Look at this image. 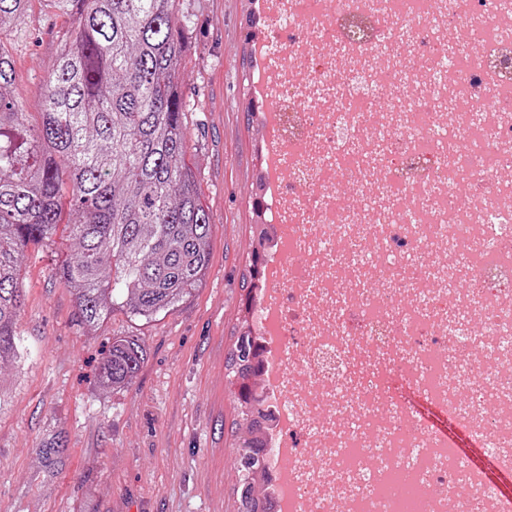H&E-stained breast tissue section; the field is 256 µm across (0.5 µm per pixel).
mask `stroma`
<instances>
[{"mask_svg":"<svg viewBox=\"0 0 512 512\" xmlns=\"http://www.w3.org/2000/svg\"><path fill=\"white\" fill-rule=\"evenodd\" d=\"M179 84L190 109L187 160L210 214V265L201 285L145 322L113 312L83 326L49 252L21 257L22 371L0 368L11 394L0 410V512H239L232 469L238 415L225 356L250 322L241 288L264 171L261 67L245 39L266 34L259 0H179ZM32 35L13 52L17 99L33 108L67 29L46 0H30ZM139 340L145 360L130 386L102 387L113 338ZM61 447H52L53 439Z\"/></svg>","mask_w":512,"mask_h":512,"instance_id":"35a3bbf8","label":"stroma"}]
</instances>
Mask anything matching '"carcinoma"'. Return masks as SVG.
I'll list each match as a JSON object with an SVG mask.
<instances>
[{"instance_id":"carcinoma-1","label":"carcinoma","mask_w":512,"mask_h":512,"mask_svg":"<svg viewBox=\"0 0 512 512\" xmlns=\"http://www.w3.org/2000/svg\"><path fill=\"white\" fill-rule=\"evenodd\" d=\"M29 0H0V363L25 362L17 333L19 258L30 244L54 254L56 275L90 330L115 309L151 320L191 294L210 263L211 224L186 162L187 104L179 91L178 0H49L70 19L27 122L13 95L12 50L28 33ZM65 226L67 248L57 246ZM242 288L264 286L274 232L256 225ZM265 344L246 328L226 357L240 420L235 469L240 512H274L265 448L276 416L262 383ZM144 360L136 341L112 339L100 374L129 384Z\"/></svg>"}]
</instances>
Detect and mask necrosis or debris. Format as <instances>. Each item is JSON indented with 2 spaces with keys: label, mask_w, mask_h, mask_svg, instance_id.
<instances>
[{
  "label": "necrosis or debris",
  "mask_w": 512,
  "mask_h": 512,
  "mask_svg": "<svg viewBox=\"0 0 512 512\" xmlns=\"http://www.w3.org/2000/svg\"><path fill=\"white\" fill-rule=\"evenodd\" d=\"M504 0H271L262 79L294 116L253 313L288 425L289 512H512V24ZM448 415L429 429L405 388ZM392 486L400 498L406 512L425 511V500L419 486L406 474L398 473L393 477Z\"/></svg>",
  "instance_id": "4bbe7bcc"
}]
</instances>
